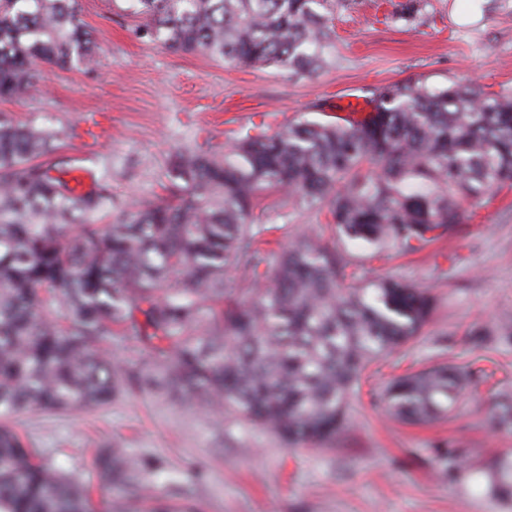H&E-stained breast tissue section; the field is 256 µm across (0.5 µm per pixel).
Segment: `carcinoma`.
Segmentation results:
<instances>
[{
  "instance_id": "1",
  "label": "carcinoma",
  "mask_w": 512,
  "mask_h": 512,
  "mask_svg": "<svg viewBox=\"0 0 512 512\" xmlns=\"http://www.w3.org/2000/svg\"><path fill=\"white\" fill-rule=\"evenodd\" d=\"M140 35L174 54L290 77L327 66L346 0H125ZM97 55L77 0H0V100L41 80L39 63L89 68ZM362 118L297 119L241 130L219 152L175 153L171 197L118 211L112 185L78 192L55 165L54 134L0 121V512H93L89 491L42 461L12 418L99 408L136 389L183 392L290 445L323 444L372 365L400 353L434 314L430 291L400 279L345 283L336 240L368 259L417 253L462 222L466 202L512 189V92L425 79L376 88ZM316 209L333 232L303 234L267 267L260 196ZM262 283L229 286L231 271ZM145 359L112 362L114 330ZM474 378L440 361L390 379L376 395L395 420L445 417ZM512 427V398L489 408ZM103 490L145 488L149 464L110 447L94 456ZM488 494L512 500V455Z\"/></svg>"
}]
</instances>
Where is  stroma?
<instances>
[{"instance_id":"obj_1","label":"stroma","mask_w":512,"mask_h":512,"mask_svg":"<svg viewBox=\"0 0 512 512\" xmlns=\"http://www.w3.org/2000/svg\"><path fill=\"white\" fill-rule=\"evenodd\" d=\"M402 2L349 0L334 22L335 63L291 78L164 51L136 36L139 21L123 0H79L99 46L95 65H41L39 85L22 100L0 101V118L58 131L51 162L91 185L108 179L129 206L162 195L171 153L223 148L263 118L274 128L305 113L334 120L349 97L418 78L512 90V0H429L411 22L400 17ZM268 203L277 226L273 253L323 220L283 196ZM366 268L430 289L436 308L401 357L383 362L353 397L333 443L291 447L163 388L122 394L101 409L31 412L17 425L45 460L90 484L96 500L93 456L117 443L150 465L156 499L189 512H512L486 494L481 475L512 452V430L487 416L493 397L512 395V342L489 337L475 346L470 339L473 329L512 323V191L482 199L452 235L423 252H388ZM447 359L478 371L448 419L404 423L374 403L392 375ZM442 449L455 478L441 472Z\"/></svg>"}]
</instances>
